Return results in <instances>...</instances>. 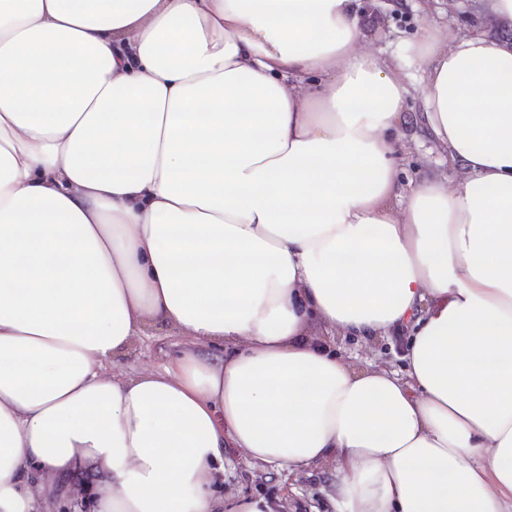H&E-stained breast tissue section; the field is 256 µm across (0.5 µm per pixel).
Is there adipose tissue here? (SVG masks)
Returning <instances> with one entry per match:
<instances>
[{"instance_id": "1", "label": "adipose tissue", "mask_w": 512, "mask_h": 512, "mask_svg": "<svg viewBox=\"0 0 512 512\" xmlns=\"http://www.w3.org/2000/svg\"><path fill=\"white\" fill-rule=\"evenodd\" d=\"M425 24L420 123L357 0H0V512H512V0ZM188 344L113 370L145 329ZM407 333V367L330 336ZM225 456L232 462L224 481L221 493L225 495L286 498L292 508L288 512H328L333 511L325 495L320 491L321 482L306 472L288 478L285 473L275 470L259 472L252 469L243 453L236 448L225 449ZM293 485L296 493L290 492Z\"/></svg>"}]
</instances>
